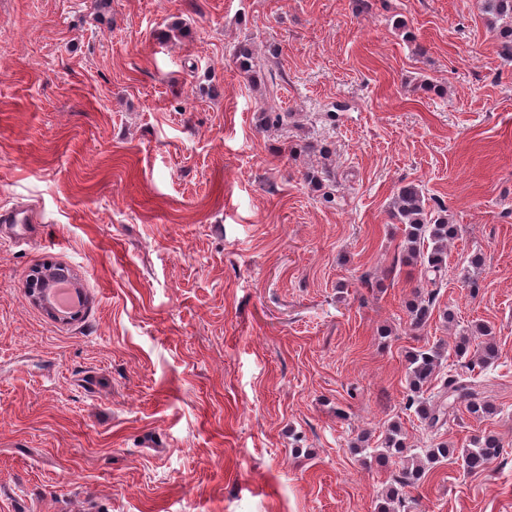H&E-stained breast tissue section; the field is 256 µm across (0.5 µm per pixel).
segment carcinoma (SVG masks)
<instances>
[{
	"label": "carcinoma",
	"mask_w": 512,
	"mask_h": 512,
	"mask_svg": "<svg viewBox=\"0 0 512 512\" xmlns=\"http://www.w3.org/2000/svg\"><path fill=\"white\" fill-rule=\"evenodd\" d=\"M481 10L492 17V29L500 40L501 53L512 60V0H480ZM235 63L240 71L253 76L260 68L251 48L240 45L235 50ZM391 217L401 225L402 248L397 262L403 265L421 262L425 271L433 275L431 284H437L447 268L448 242L459 236L460 227L448 222L442 215H433L427 210L421 187L409 183L399 188L391 210ZM439 289L415 295L407 307L410 325L416 329L425 326L434 314ZM477 341V349L470 350L471 341ZM453 352L457 362L468 371L486 369L499 359V347L491 327L478 323L470 332L455 341ZM443 356V343L422 346L407 352L408 394L406 409L415 413L426 429L441 428L448 417L463 409L470 416L482 420L495 411L494 406L483 396L481 384L471 375L448 371L440 378L437 391L423 397L424 387L437 378ZM375 458L385 460L398 457L402 469L393 478L385 493L380 512H406V489L416 486L432 465L452 456H457L463 470L469 474L486 470L504 452L500 438L487 432L474 437L470 446L457 450L448 443L439 442L428 448L408 446L401 426L388 425L382 447L375 449Z\"/></svg>",
	"instance_id": "cac0c4a2"
}]
</instances>
